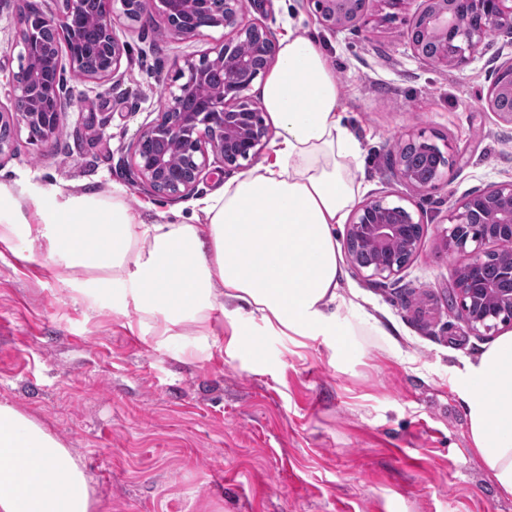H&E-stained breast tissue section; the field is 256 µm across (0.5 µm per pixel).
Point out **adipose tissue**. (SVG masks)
<instances>
[{"instance_id": "obj_1", "label": "adipose tissue", "mask_w": 512, "mask_h": 512, "mask_svg": "<svg viewBox=\"0 0 512 512\" xmlns=\"http://www.w3.org/2000/svg\"><path fill=\"white\" fill-rule=\"evenodd\" d=\"M275 129L273 161L202 202L203 223H145L118 196L56 192L24 203L0 183V242L18 259L52 267L79 296L116 294L140 333L190 324L207 345L214 313L230 344L252 356L245 319L279 336H324L342 351L356 326L336 307L341 258L336 227L355 206L364 173L360 143L344 123L341 90L316 43L285 35L255 88ZM458 395L475 452L497 489L512 496V332L468 363ZM84 465L34 416L0 402V512H97Z\"/></svg>"}]
</instances>
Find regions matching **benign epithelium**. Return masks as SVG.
Masks as SVG:
<instances>
[{
	"label": "benign epithelium",
	"instance_id": "7a95c632",
	"mask_svg": "<svg viewBox=\"0 0 512 512\" xmlns=\"http://www.w3.org/2000/svg\"><path fill=\"white\" fill-rule=\"evenodd\" d=\"M378 2L400 9L411 0H311L321 23L333 30H359L369 23V6ZM58 8L37 11L24 20L21 43L26 72L18 78L11 101L24 108L0 107V162L15 154V136L28 130L33 143H54L65 126L69 101L64 94L62 52L71 70L86 80H124L121 71L128 45L117 23L138 22L158 14L164 29L182 40L205 27L224 26L228 33L199 58L173 61L175 80L164 86L157 116L143 125L122 164L154 196L178 201L194 193L214 158L229 175L252 164L267 143L263 109L245 92L274 62L277 44L268 27L247 19L252 0H54ZM407 30L413 54L436 68H462L488 46L490 34L512 38V0H420ZM468 11L476 22L463 27L458 15ZM250 46L243 56L239 47ZM488 108L512 122V57L494 69ZM181 157L173 165L171 154ZM456 159L448 144L425 133L397 145L395 177L423 191L448 184ZM406 197L388 191L356 205L346 233L349 255L371 245L381 255L375 264H358L367 278L392 280L416 255L424 222L403 204ZM495 215L492 224L482 218ZM444 229L451 252L466 257L473 274L454 279L450 304L467 332L495 336L512 324V180L470 193L453 205Z\"/></svg>",
	"mask_w": 512,
	"mask_h": 512
}]
</instances>
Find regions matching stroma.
Segmentation results:
<instances>
[{
  "label": "stroma",
  "mask_w": 512,
  "mask_h": 512,
  "mask_svg": "<svg viewBox=\"0 0 512 512\" xmlns=\"http://www.w3.org/2000/svg\"><path fill=\"white\" fill-rule=\"evenodd\" d=\"M415 4L368 28L330 31L310 0H263L251 8L274 38L315 41L336 73L348 122L361 142V197L388 190L392 155L419 130L448 142L460 163L446 187L399 191L426 224L399 279L371 280L342 260L340 292L369 325L342 354L325 337L297 346L247 322L254 359L238 356L221 319L203 352L188 325L167 342L130 330L108 296L83 300L52 269L21 261L0 243V400L37 416L85 464L102 512H512L472 449L458 372L490 341L463 333L447 304L453 271L442 230L450 203L512 178V123L486 96L504 37L463 69L441 71L405 39ZM19 16L0 12V106L25 61ZM224 35L191 40L161 20L125 29L130 48L120 86L66 73L72 106L57 142L20 133L0 183L26 202L53 192L123 196L145 219L191 216L222 191L214 173L196 196L151 195L119 165L153 119L175 59L207 52Z\"/></svg>",
  "instance_id": "stroma-1"
}]
</instances>
